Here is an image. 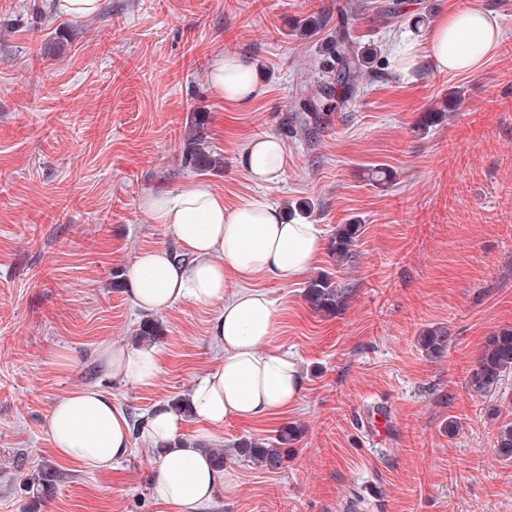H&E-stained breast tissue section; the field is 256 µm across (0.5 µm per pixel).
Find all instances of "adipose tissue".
I'll return each mask as SVG.
<instances>
[{
	"mask_svg": "<svg viewBox=\"0 0 512 512\" xmlns=\"http://www.w3.org/2000/svg\"><path fill=\"white\" fill-rule=\"evenodd\" d=\"M499 38L491 12L462 8L434 23L424 50L412 43L398 50L394 67L405 81L424 57L440 71L467 72L496 48ZM210 82L236 104L263 93L254 68L232 54L214 60ZM239 165L255 184L280 182L286 165L280 139L273 134L252 138ZM144 204L165 225L173 245L136 256L127 278L133 305L151 313L184 299L202 306L224 304L211 331L224 357L189 397L205 433L215 437L229 419L270 418L295 406L302 377L296 361L275 341V304L255 283H292L311 268L323 249L316 225L287 218L260 198L226 207L223 196L202 180L172 195L147 197ZM233 279L239 287L231 292L227 285ZM102 359L113 377L135 387L152 386L161 370V351L149 342L106 348ZM179 427L180 417L168 402L155 403L134 423L107 393L90 387L56 399L45 430L56 456L95 471L110 470L125 459L133 439L154 446L160 452L156 499L168 512H200L223 485L224 473L201 450L184 447Z\"/></svg>",
	"mask_w": 512,
	"mask_h": 512,
	"instance_id": "adipose-tissue-1",
	"label": "adipose tissue"
}]
</instances>
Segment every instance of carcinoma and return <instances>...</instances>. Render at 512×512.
Here are the masks:
<instances>
[{"mask_svg": "<svg viewBox=\"0 0 512 512\" xmlns=\"http://www.w3.org/2000/svg\"><path fill=\"white\" fill-rule=\"evenodd\" d=\"M333 63L325 70L321 90L331 95L337 87L345 89L347 97L356 94L359 77L373 68L377 51L360 49L352 38L345 19L338 20L332 38L327 43ZM190 133L184 137L182 153L185 162L193 168L224 169V157L212 149L210 135L204 117L194 112L190 117ZM361 225L343 224L336 231L330 250L336 256V264L343 265L355 255ZM347 290L340 288L328 273H320L308 281L304 296L310 308L316 312L331 313L341 309L346 301ZM420 347L426 355L441 358L448 349V332L441 328L428 330L420 339ZM512 371V329H501L489 337L486 346L471 372V392L483 395L498 385L501 377ZM298 436V429L286 427L271 441L243 440L238 452L260 468L277 471L288 458V446ZM496 453L506 461L512 460V422L504 423L497 433ZM59 470L43 465L23 476V487L37 500L50 499L59 483Z\"/></svg>", "mask_w": 512, "mask_h": 512, "instance_id": "cac0c4a2", "label": "carcinoma"}]
</instances>
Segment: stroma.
I'll list each match as a JSON object with an SVG mask.
<instances>
[{"label":"stroma","instance_id":"stroma-1","mask_svg":"<svg viewBox=\"0 0 512 512\" xmlns=\"http://www.w3.org/2000/svg\"><path fill=\"white\" fill-rule=\"evenodd\" d=\"M347 2L351 32L377 62L355 99L323 102L329 32L307 38L297 24L335 14L336 0H104L94 18L0 0V512H161L153 448L133 442L115 468L91 471L55 456L45 422L57 398L89 386L139 420L222 358L209 335L222 303L188 300L153 315L164 353L153 386L112 377L101 357L136 342L145 317L125 291L129 269L170 242L143 198L203 176L228 206L310 205L326 241L340 225L363 227L354 262L336 265L326 250L308 271L347 289L343 310H311L305 280L264 282L303 391L288 414L228 421L210 444L300 434L281 470L232 457L205 512H512V461L494 451L512 421V372L485 395L468 387L488 337L512 328V0H401L388 23L392 0ZM460 7L493 11L495 53L463 74L426 59L414 81L399 78L392 53L418 38L413 19ZM222 53L254 65L262 96L240 106L212 90ZM310 104L308 133L292 119ZM440 109L445 119L422 130ZM194 112L206 113L223 170L184 165ZM261 134L284 145L274 185L239 166ZM377 166L391 182H371ZM437 327L448 351L431 359L418 340ZM380 409L390 431L377 441L362 421ZM21 457L60 470L53 498L21 490Z\"/></svg>","mask_w":512,"mask_h":512}]
</instances>
